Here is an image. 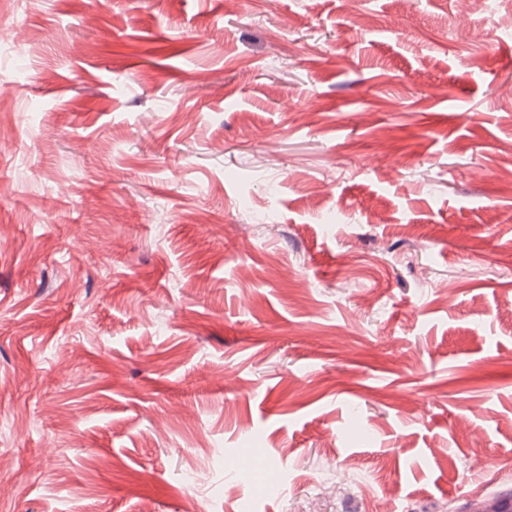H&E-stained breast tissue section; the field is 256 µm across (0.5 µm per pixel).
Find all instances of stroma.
<instances>
[{"instance_id": "1", "label": "stroma", "mask_w": 512, "mask_h": 512, "mask_svg": "<svg viewBox=\"0 0 512 512\" xmlns=\"http://www.w3.org/2000/svg\"><path fill=\"white\" fill-rule=\"evenodd\" d=\"M4 2L0 512L512 485V0Z\"/></svg>"}]
</instances>
